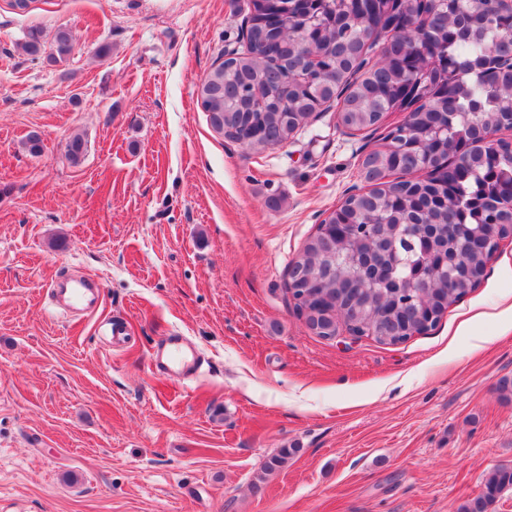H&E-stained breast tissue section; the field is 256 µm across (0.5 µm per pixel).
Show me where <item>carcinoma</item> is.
<instances>
[{
  "instance_id": "obj_1",
  "label": "carcinoma",
  "mask_w": 512,
  "mask_h": 512,
  "mask_svg": "<svg viewBox=\"0 0 512 512\" xmlns=\"http://www.w3.org/2000/svg\"><path fill=\"white\" fill-rule=\"evenodd\" d=\"M253 26L248 46L238 56L214 66L201 84L200 97L213 129L252 149L283 145L295 121L325 90L320 76L340 86L350 63L379 50L380 59L344 99L340 121L362 130L386 112L401 111L402 94L414 83L432 99L428 108L410 112L415 147L400 154L381 143L370 163L397 175L389 187L348 201L341 215H331L293 260L302 273V302L322 326L343 324L381 344L395 345L428 331L446 310L481 282L483 249H461L482 241L487 212L512 193L500 188L512 171V143L499 139L500 163L493 161L494 142L478 140L481 129H512V104L500 100L512 85V71L484 68L487 56L512 51L499 40L500 28L512 29V14H487L486 0H427L418 10L411 0H251ZM409 17L391 45L373 30L382 19ZM34 58L44 53L40 31L30 30L23 44ZM73 49L70 34L56 33L48 58L61 61ZM464 149V165L424 181L408 176L419 163L436 168ZM80 135L66 142L75 163L85 155ZM366 224L374 225L369 233ZM458 256L450 281L424 291L420 284L433 258ZM512 489V467H498L480 492L459 512H492L500 495Z\"/></svg>"
}]
</instances>
